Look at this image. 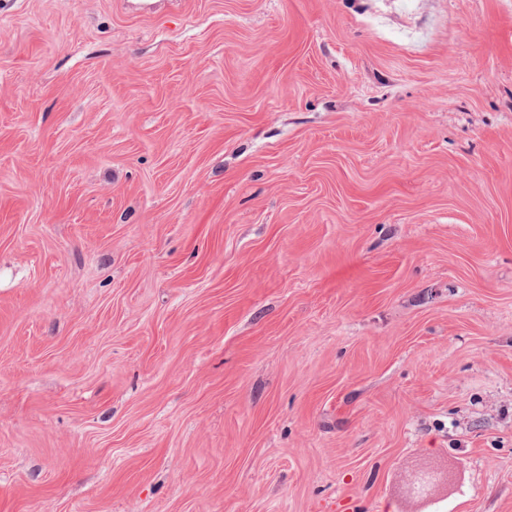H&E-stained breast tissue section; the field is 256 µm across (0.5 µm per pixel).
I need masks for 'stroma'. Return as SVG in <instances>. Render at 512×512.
<instances>
[{
	"label": "stroma",
	"mask_w": 512,
	"mask_h": 512,
	"mask_svg": "<svg viewBox=\"0 0 512 512\" xmlns=\"http://www.w3.org/2000/svg\"><path fill=\"white\" fill-rule=\"evenodd\" d=\"M0 512H512V0H0Z\"/></svg>",
	"instance_id": "1"
}]
</instances>
